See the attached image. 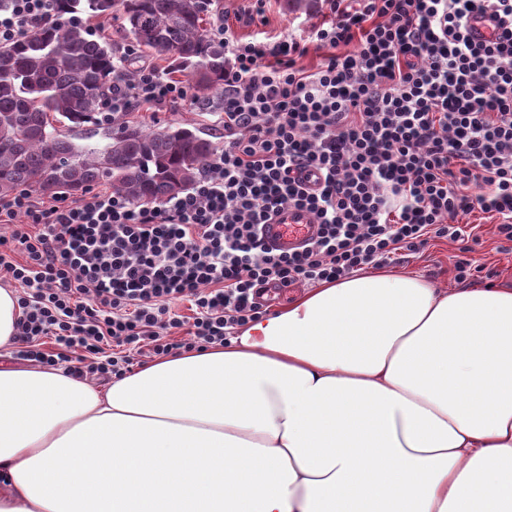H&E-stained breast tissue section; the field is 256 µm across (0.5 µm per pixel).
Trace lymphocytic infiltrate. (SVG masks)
I'll use <instances>...</instances> for the list:
<instances>
[{"instance_id": "lymphocytic-infiltrate-1", "label": "lymphocytic infiltrate", "mask_w": 512, "mask_h": 512, "mask_svg": "<svg viewBox=\"0 0 512 512\" xmlns=\"http://www.w3.org/2000/svg\"><path fill=\"white\" fill-rule=\"evenodd\" d=\"M0 43L55 20L52 0H8ZM309 43L225 26L224 148L187 191L139 203L112 189L0 195V281L22 314L16 356L79 378L224 344L266 312L265 288L336 280L456 243L472 277L474 211L512 241V0H326ZM490 13L498 34H468ZM151 64L112 82V112L189 102ZM311 212L302 249L266 247L278 210ZM189 303L190 315L178 307ZM56 350L44 352V339ZM495 25V21L489 16L488 13L476 11L469 16V33L471 37L476 41L491 39L496 32Z\"/></svg>"}]
</instances>
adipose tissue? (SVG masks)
Here are the masks:
<instances>
[{
  "instance_id": "obj_1",
  "label": "adipose tissue",
  "mask_w": 512,
  "mask_h": 512,
  "mask_svg": "<svg viewBox=\"0 0 512 512\" xmlns=\"http://www.w3.org/2000/svg\"><path fill=\"white\" fill-rule=\"evenodd\" d=\"M0 512H512V285L356 274L103 385L0 364Z\"/></svg>"
}]
</instances>
